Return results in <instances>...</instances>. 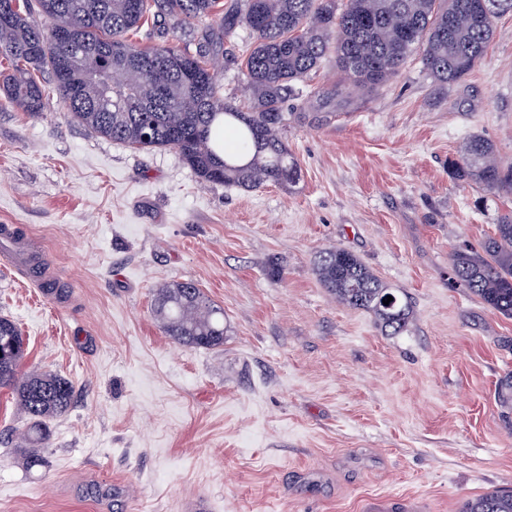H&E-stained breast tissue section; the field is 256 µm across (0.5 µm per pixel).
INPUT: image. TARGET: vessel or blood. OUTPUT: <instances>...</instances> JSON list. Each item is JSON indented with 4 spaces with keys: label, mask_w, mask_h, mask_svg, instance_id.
<instances>
[{
    "label": "vessel or blood",
    "mask_w": 512,
    "mask_h": 512,
    "mask_svg": "<svg viewBox=\"0 0 512 512\" xmlns=\"http://www.w3.org/2000/svg\"><path fill=\"white\" fill-rule=\"evenodd\" d=\"M33 237L22 233L19 225L0 224V266L13 269L36 288L59 286L54 266L37 252Z\"/></svg>",
    "instance_id": "obj_1"
}]
</instances>
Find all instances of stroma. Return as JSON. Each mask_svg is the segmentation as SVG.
I'll return each instance as SVG.
<instances>
[{"instance_id":"obj_1","label":"stroma","mask_w":512,"mask_h":512,"mask_svg":"<svg viewBox=\"0 0 512 512\" xmlns=\"http://www.w3.org/2000/svg\"><path fill=\"white\" fill-rule=\"evenodd\" d=\"M204 30L148 23L132 41L191 50ZM249 43L240 33L217 64L222 95L240 105ZM337 77L327 57L284 105L296 183L250 190L200 180L174 151L91 133L59 106L50 71L38 75L41 114L0 98V224L38 238L75 298L54 303L0 268L23 371L74 388L37 452L0 388V512H186L199 494L214 512H372L389 499L394 512H460L478 494L512 493L498 399L512 318L451 264L494 234L512 195L448 169L473 134L512 163V13L460 83L436 86L414 56L310 128L301 113ZM329 247L408 296L406 331L382 330L323 287L313 263ZM175 281L223 308V346L185 348L162 332L154 300Z\"/></svg>"}]
</instances>
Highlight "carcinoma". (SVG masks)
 <instances>
[{
  "mask_svg": "<svg viewBox=\"0 0 512 512\" xmlns=\"http://www.w3.org/2000/svg\"><path fill=\"white\" fill-rule=\"evenodd\" d=\"M0 0V55L11 65L0 73V93L35 115L45 90L33 72L48 68L60 104L97 135L135 150L171 149L206 182L254 188L292 184L299 167L283 139V111L293 84L305 80L335 49L339 77L320 101L346 105L371 95L421 56L439 87L462 80L483 59L494 21L512 13V0ZM45 17L46 27L33 14ZM160 26L171 21L207 23L220 39L245 30L248 105L224 100L211 67L218 53L212 36L195 52L176 46L137 48L128 41L147 14ZM71 35L64 42L58 34ZM120 79L108 84L110 71ZM459 180L512 193V164L496 160L492 142L474 135L450 163ZM455 276L486 305L512 317V213L503 215L482 253L452 255ZM314 270L336 300L373 314L382 328L406 329L412 310L353 253L327 248ZM392 296L391 303L383 300ZM154 317L165 335L188 348L224 344V309L196 284L160 288ZM25 355L17 325L0 318V387L12 389L30 419V440L39 447L49 423L69 408L72 383L58 374L19 370ZM461 512H512V494L489 491L468 499Z\"/></svg>",
  "mask_w": 512,
  "mask_h": 512,
  "instance_id": "carcinoma-1",
  "label": "carcinoma"
}]
</instances>
